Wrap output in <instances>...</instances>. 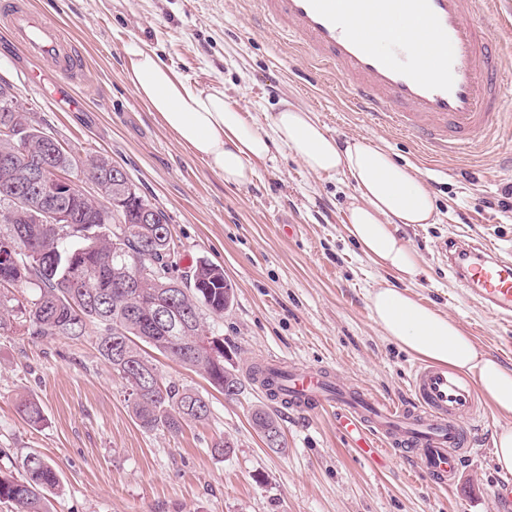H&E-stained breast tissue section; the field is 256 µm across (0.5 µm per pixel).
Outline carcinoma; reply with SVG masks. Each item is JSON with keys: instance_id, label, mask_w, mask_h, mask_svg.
<instances>
[{"instance_id": "cac0c4a2", "label": "carcinoma", "mask_w": 512, "mask_h": 512, "mask_svg": "<svg viewBox=\"0 0 512 512\" xmlns=\"http://www.w3.org/2000/svg\"><path fill=\"white\" fill-rule=\"evenodd\" d=\"M26 128V137L17 129ZM45 132L15 101H0V249L8 246L9 263L0 259V335L36 339L79 337L97 327V351L120 377L127 402L140 427L178 432L186 421H204L210 413L199 392L164 382L148 350L204 375L209 383L236 396L239 378L224 370V337L214 322L224 317L232 297L224 291V269L201 259L180 277L175 271L177 244L165 214L153 208L154 223H139L138 205H126L110 219L115 192L112 162L102 156L81 160ZM42 167L47 181L80 168L95 183L98 198L81 191L60 201L71 224H39L37 208H17L3 190L19 182L24 169ZM162 305L168 321L157 320ZM26 420L36 426L42 409L21 403ZM255 428L280 432L278 421L263 409L252 413ZM16 472L0 470V503L13 512H48L46 494L59 487L53 464L29 451L14 461Z\"/></svg>"}]
</instances>
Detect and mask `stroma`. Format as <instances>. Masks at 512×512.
Returning <instances> with one entry per match:
<instances>
[{
    "instance_id": "obj_1",
    "label": "stroma",
    "mask_w": 512,
    "mask_h": 512,
    "mask_svg": "<svg viewBox=\"0 0 512 512\" xmlns=\"http://www.w3.org/2000/svg\"><path fill=\"white\" fill-rule=\"evenodd\" d=\"M30 2L63 26L85 60V78L71 90L81 107L69 110L2 30L0 80L64 147L105 156L165 213L178 272L199 258L223 267L235 299L216 329L224 366L243 388L225 397L201 374L159 358L164 378L198 390L211 413L175 434L148 431L98 354L94 331L77 339L0 336V467L31 448L50 459L60 478L50 512H499L493 437L506 421L492 411L475 424L476 452L450 493L403 462L368 465L337 433L334 411L281 409L250 380L253 365L273 360L329 367L371 396L401 401L419 361L371 319L368 294L387 273L346 234L352 187L281 152L256 162L251 184H225L125 82V46L144 41L199 88L222 86L225 103L257 128L288 102L315 112L337 139H368L412 165L434 196L438 220L399 227L421 266L408 289L510 366L512 323L468 294L448 267L445 245L466 238L512 254V122L477 141L467 158H430L407 134L347 110L342 82L330 72L311 77L302 52L282 43L254 0ZM25 399L40 404L39 425L19 414ZM258 408L276 416L282 447H270L253 426ZM222 439L230 453L214 452Z\"/></svg>"
}]
</instances>
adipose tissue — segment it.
I'll return each instance as SVG.
<instances>
[{"mask_svg": "<svg viewBox=\"0 0 512 512\" xmlns=\"http://www.w3.org/2000/svg\"><path fill=\"white\" fill-rule=\"evenodd\" d=\"M125 53V80L179 143L225 183H251L256 162L278 150L296 156L312 174L339 175L351 184L347 234L367 259L396 278L369 295L375 325L417 359L473 379L492 410L512 418V367L484 353L454 318L402 287L417 276L419 257L398 236V227L432 224L437 217L433 195L412 167L367 139L337 140L315 113L288 104L272 116L268 130H259L225 104L222 87L200 89L146 43L130 42Z\"/></svg>", "mask_w": 512, "mask_h": 512, "instance_id": "1", "label": "adipose tissue"}]
</instances>
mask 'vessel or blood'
I'll return each mask as SVG.
<instances>
[{
  "label": "vessel or blood",
  "instance_id": "b4317fda",
  "mask_svg": "<svg viewBox=\"0 0 512 512\" xmlns=\"http://www.w3.org/2000/svg\"><path fill=\"white\" fill-rule=\"evenodd\" d=\"M261 13L317 67L334 69L356 112L414 136L432 157L459 155L498 129L505 88L503 44L487 39L485 22L500 0H256ZM0 23L40 60L62 90L77 84L83 60L52 19L26 0H0ZM387 29V47L370 41ZM456 278L502 319L512 321V260L460 239L448 247ZM268 388L279 405L332 408L340 430L358 435L365 457L386 451L438 487L454 489L482 415L475 386L445 368L415 370L401 404L349 388L331 370L274 364Z\"/></svg>",
  "mask_w": 512,
  "mask_h": 512
}]
</instances>
